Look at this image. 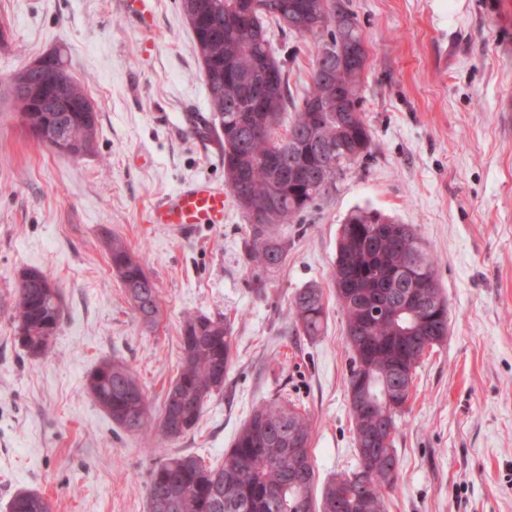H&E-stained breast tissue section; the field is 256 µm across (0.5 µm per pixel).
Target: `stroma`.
Segmentation results:
<instances>
[{"label": "stroma", "instance_id": "stroma-1", "mask_svg": "<svg viewBox=\"0 0 512 512\" xmlns=\"http://www.w3.org/2000/svg\"><path fill=\"white\" fill-rule=\"evenodd\" d=\"M368 51L363 112L375 147L336 187L282 228L288 258L256 295L245 264L246 222L177 233L141 212L195 179L223 184L216 131L195 134L208 91L177 0H155L141 29L124 0H0V512L20 490L53 512H146L144 482L159 458L220 462L253 407L279 395L313 419L319 483L353 468L344 318L331 272L339 228L372 207L413 225L448 299V339L416 369L398 421L399 476L387 512H512V0H350ZM292 90L309 84L312 55L273 31ZM65 48L98 117L95 151L79 160L37 144L9 82ZM139 252L162 299L146 327L103 245ZM61 289L54 348L33 359L11 309L22 269ZM322 288V336L287 317L301 289ZM230 317L233 363L222 395L196 427L144 452L91 400L99 360L123 359L153 411L177 374L188 313Z\"/></svg>", "mask_w": 512, "mask_h": 512}]
</instances>
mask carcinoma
Returning a JSON list of instances; mask_svg holds the SVG:
<instances>
[{
    "label": "carcinoma",
    "instance_id": "obj_1",
    "mask_svg": "<svg viewBox=\"0 0 512 512\" xmlns=\"http://www.w3.org/2000/svg\"><path fill=\"white\" fill-rule=\"evenodd\" d=\"M257 2L260 7L249 25L234 32L229 31L228 18L235 0H178V5L192 32L219 128L224 184L247 219V265L252 287L260 295L288 257V240L277 234L279 226L296 223L336 188L345 169L371 154L374 139L362 112L368 52L357 61L349 54L351 38H364L356 15L349 13L345 27L327 24L321 15L330 0H311L317 14L308 19L306 30L297 32L314 48L310 84L294 100L288 93V73L269 35L271 22L283 33L289 30L287 18L279 13L282 0ZM190 9L207 14V34L192 22ZM327 47L336 64L322 80L317 71ZM57 53L61 67L44 71L40 79L48 86L64 83L78 110L38 112L36 125L47 134H61L72 149L91 154L99 135L96 112L81 111L89 97L72 75L64 51ZM269 69L278 73L275 87L265 84ZM254 98L262 99V109L253 108ZM226 101L238 111L225 110ZM322 157L330 161L328 185L319 167ZM274 182L280 187L281 206L256 214ZM107 250L112 273L132 308L145 325H155L162 300L143 258L119 236L108 239ZM411 265L425 268L434 285L413 321L405 315L411 302L404 270ZM332 279L351 352L347 391H360L371 380L401 402L402 408L391 415L395 424L412 398L417 368L412 358L424 344L441 345L448 337V300L441 294L434 261L412 225L358 208L340 228ZM62 309L60 288L48 287L42 271H21L13 319L19 342L30 356L42 358L50 352ZM288 318L299 335H322V289L298 292L289 304ZM231 347L227 317L186 315L180 326L178 374L156 417L136 374L120 358L101 359L87 374L84 388L113 425L151 446L160 435L176 439L198 424L205 403L224 391L233 362ZM351 416L355 429L383 423L378 410H353ZM311 443L310 417L291 401L269 399L252 410L221 462L207 464L198 455L183 454L151 467L147 512H386V495L393 487L388 468L399 465L395 448L381 447L369 458L358 457L356 470L324 484L315 507ZM295 447L297 453L288 452ZM338 483L350 495L344 508L336 507ZM9 512H51V507L40 493L20 491L11 498Z\"/></svg>",
    "mask_w": 512,
    "mask_h": 512
}]
</instances>
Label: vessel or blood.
Here are the masks:
<instances>
[{"mask_svg": "<svg viewBox=\"0 0 512 512\" xmlns=\"http://www.w3.org/2000/svg\"><path fill=\"white\" fill-rule=\"evenodd\" d=\"M145 221L184 228L223 223L224 190L207 180L187 184L147 207Z\"/></svg>", "mask_w": 512, "mask_h": 512, "instance_id": "obj_1", "label": "vessel or blood"}]
</instances>
